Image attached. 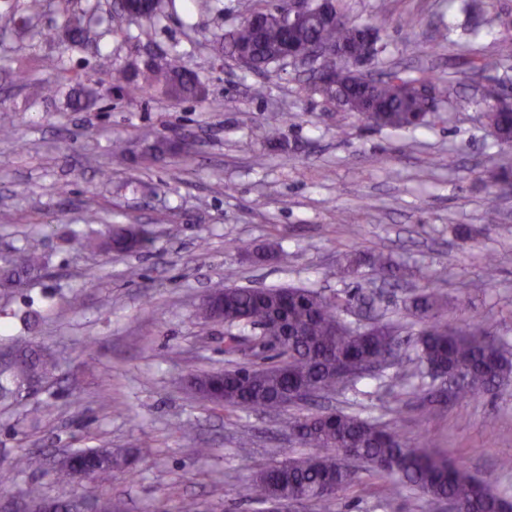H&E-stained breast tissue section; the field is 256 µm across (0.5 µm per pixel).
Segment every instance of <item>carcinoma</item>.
<instances>
[{"instance_id":"cac0c4a2","label":"carcinoma","mask_w":512,"mask_h":512,"mask_svg":"<svg viewBox=\"0 0 512 512\" xmlns=\"http://www.w3.org/2000/svg\"><path fill=\"white\" fill-rule=\"evenodd\" d=\"M289 0H276V6L262 12L272 22L262 33L247 23L225 38H216L219 49L229 54L248 46L252 50L248 68L263 70L279 64L283 36L300 47L319 44L349 48L356 45V27L344 21L343 0H335L340 24L322 23L310 16L307 23L286 30ZM165 0H149V8L141 11L131 4H120L127 18L141 26L153 25L163 14ZM52 11L61 21L66 41L71 48L98 44L107 35L100 29L98 6L89 5L78 12L71 10V0H29L24 14L10 13L0 20V30L20 31L32 44L44 40L39 26L45 10ZM503 31L495 43V53L501 59L512 58V24L501 23ZM185 52L173 48L164 60L143 61L116 72L113 85L128 95H150L161 92L174 98L202 99L205 87L198 74L184 65ZM40 65L57 72L67 71L64 53L48 52L39 59ZM418 82L432 83L424 77H412L406 70L390 67L373 85L379 111L363 115L369 124L393 130L419 127L425 124L435 104L426 99L405 97L401 89ZM304 91L333 105L336 95L354 92L348 84L345 67H336V83L321 86L310 79ZM499 137L512 140V112L493 116ZM187 135L175 133L159 136L143 132L136 143L115 139L112 156L125 159L143 148L153 158L178 151L186 144ZM149 238L145 229L136 224L109 225L100 246L106 250L133 253L142 250ZM43 258L34 250L19 253L11 275L0 280V286L11 288L22 279L42 270ZM383 279L410 277L411 267L384 252L365 255L351 252L336 268V276L345 279L360 275L363 267ZM350 300L328 299L307 288H242L224 286V294L205 297L197 309L199 318L210 321L216 310L224 312V354L230 357L224 371L193 374L189 384L215 405L242 410L279 413L289 408V393L299 385H310L330 393L352 389L373 365L384 367L400 346L398 327L392 322L378 323L367 329L347 326L340 312ZM409 314L421 325L413 340L416 368L412 376L420 378L413 386L415 394H431L425 379L431 370L440 367L448 374H460L455 400L466 401L476 395L488 394L512 386V358L480 330H463L448 320V298L430 289L417 293L408 306ZM254 335L253 353L260 362L242 365L233 360L244 341V334ZM13 358L0 365V402L22 396L25 384L34 378H49L57 367L55 357L32 343L10 346ZM290 424L298 429L296 440L305 448L319 452L305 457H290L254 474L250 483L241 486L244 495L259 494L278 502L293 491L309 497L321 508L336 493L357 483L354 463L368 466L374 473L397 478V483L413 492L434 500H448L463 512H499L504 497L490 486L472 477L442 455L429 451L427 441L411 445L402 441L386 425L364 419L342 409L308 413L294 417ZM120 460L110 450H78L67 455L56 469L58 478L75 481L77 470L85 477L108 480Z\"/></svg>"}]
</instances>
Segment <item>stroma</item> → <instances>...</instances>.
<instances>
[{
    "instance_id": "stroma-1",
    "label": "stroma",
    "mask_w": 512,
    "mask_h": 512,
    "mask_svg": "<svg viewBox=\"0 0 512 512\" xmlns=\"http://www.w3.org/2000/svg\"><path fill=\"white\" fill-rule=\"evenodd\" d=\"M113 2L100 0L111 36L74 53V72L95 82L98 53L124 68L176 46L207 97L131 101L107 93L75 112L64 96L42 91L61 79L37 62L66 46L55 14L42 18L50 45L0 37V56L12 66L0 71V275L22 248L45 261L23 287L0 289V345L26 338L59 361L39 394L0 404V501H23L38 484L54 497L109 496L122 512H181L186 500L197 512H270L271 502L237 490L295 448L290 416L228 411L194 394L188 375L225 360L223 326L197 320V305L228 283L327 296L374 289L406 340L417 328L405 304L430 288L447 295L450 321L487 329L512 355V189L488 178L489 169L512 163V147L491 134L482 107L454 106L458 96L479 97L487 82L512 91V59L493 55L497 26L472 31L465 0H345L351 21L380 30L384 52L364 72L378 73L388 60L435 83L437 117L395 132L307 96L301 69L273 65L257 74L213 49L212 34L228 33L248 8L273 0H222L219 13L175 0L143 28L116 16ZM464 45L492 58L484 78L470 77ZM146 128L190 133L193 150L146 162L113 157V138L133 140ZM272 128L282 147L266 139ZM490 207L498 223L484 222ZM91 211L100 222L86 223ZM108 224L146 225L153 242L136 254L104 253L91 241ZM354 250L392 254L418 274L399 288L365 276L336 279ZM412 370L400 358L388 370L403 378L391 394L372 378L318 405L392 422L409 440L427 435L436 451L512 498V468L502 467L512 459V389L429 407L412 393ZM44 402L51 410L43 414ZM490 417L492 431L484 426ZM185 425L191 434L182 433ZM90 448L124 458L111 481H55L60 458ZM31 452L42 468L15 470ZM393 483L362 473L330 512H448L444 502L389 493Z\"/></svg>"
}]
</instances>
